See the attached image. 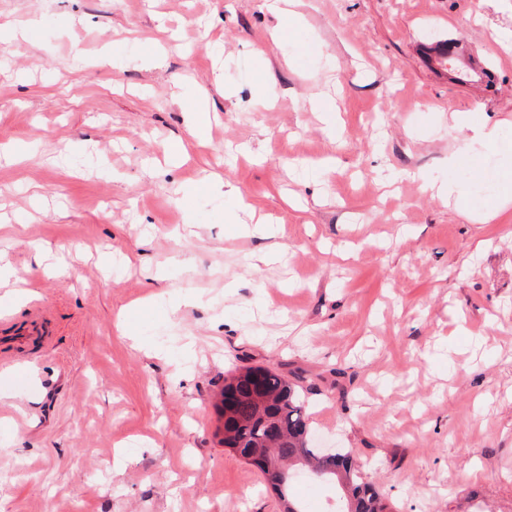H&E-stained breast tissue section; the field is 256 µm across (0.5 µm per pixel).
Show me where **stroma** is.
Returning a JSON list of instances; mask_svg holds the SVG:
<instances>
[{"mask_svg": "<svg viewBox=\"0 0 512 512\" xmlns=\"http://www.w3.org/2000/svg\"><path fill=\"white\" fill-rule=\"evenodd\" d=\"M293 10L0 0V336L49 332L0 345V512H280L217 438L239 365L295 383L315 444L350 449L391 512H512V209L471 219L497 190L451 119L512 141V11ZM446 39L493 84L437 68ZM453 150L463 195L423 192ZM252 215L276 235H242Z\"/></svg>", "mask_w": 512, "mask_h": 512, "instance_id": "1", "label": "stroma"}]
</instances>
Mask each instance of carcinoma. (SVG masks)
Segmentation results:
<instances>
[{
    "mask_svg": "<svg viewBox=\"0 0 512 512\" xmlns=\"http://www.w3.org/2000/svg\"><path fill=\"white\" fill-rule=\"evenodd\" d=\"M218 400L215 408L224 417L220 440L224 447L245 458L258 446L282 467L299 465L310 473L323 474L341 490L343 512H388L382 495L364 480L350 452L314 445L306 423L305 400L282 374L263 366H237L224 377ZM253 465L272 484L281 505L305 512L288 493L294 480L292 472L277 485L261 462Z\"/></svg>",
    "mask_w": 512,
    "mask_h": 512,
    "instance_id": "cac0c4a2",
    "label": "carcinoma"
}]
</instances>
